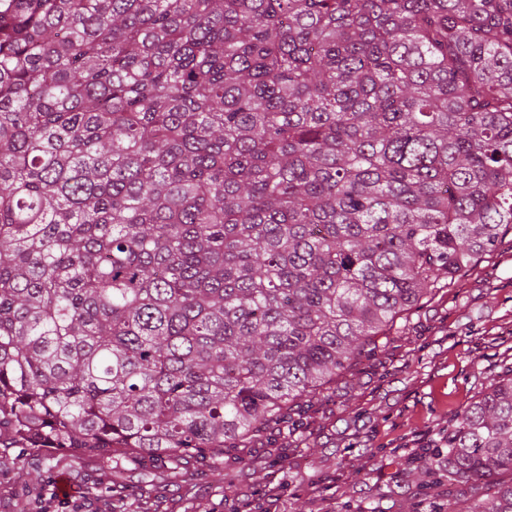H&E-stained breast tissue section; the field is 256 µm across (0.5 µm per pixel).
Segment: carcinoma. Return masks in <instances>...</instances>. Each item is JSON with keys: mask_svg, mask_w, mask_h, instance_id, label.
Wrapping results in <instances>:
<instances>
[{"mask_svg": "<svg viewBox=\"0 0 512 512\" xmlns=\"http://www.w3.org/2000/svg\"><path fill=\"white\" fill-rule=\"evenodd\" d=\"M512 231V0H0V459L249 463ZM512 512V368L440 440Z\"/></svg>", "mask_w": 512, "mask_h": 512, "instance_id": "carcinoma-1", "label": "carcinoma"}]
</instances>
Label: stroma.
<instances>
[{
  "label": "stroma",
  "mask_w": 512,
  "mask_h": 512,
  "mask_svg": "<svg viewBox=\"0 0 512 512\" xmlns=\"http://www.w3.org/2000/svg\"><path fill=\"white\" fill-rule=\"evenodd\" d=\"M375 356L336 380L284 446L265 448L252 468L232 464V483L188 474L156 499L158 512H410L465 494L442 477L432 446L457 413L512 363V232L418 311L398 319ZM74 492L61 496L59 475ZM141 463L66 448L35 456L28 476L0 464V512H136L154 483ZM280 486L276 508L265 494Z\"/></svg>",
  "instance_id": "35a3bbf8"
}]
</instances>
